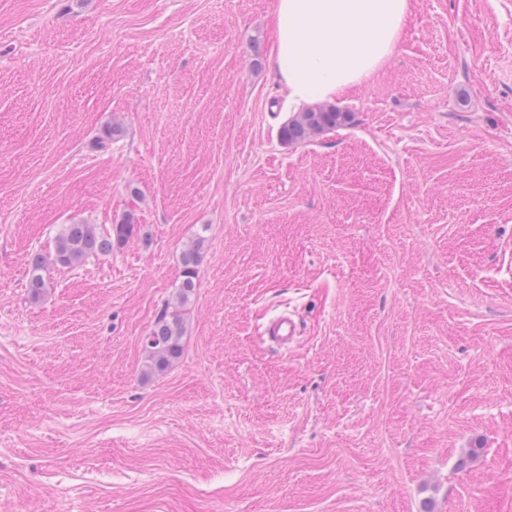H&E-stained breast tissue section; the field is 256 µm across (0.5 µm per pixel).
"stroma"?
Listing matches in <instances>:
<instances>
[{"mask_svg":"<svg viewBox=\"0 0 512 512\" xmlns=\"http://www.w3.org/2000/svg\"><path fill=\"white\" fill-rule=\"evenodd\" d=\"M272 12L0 0V512H512V0H412L297 144ZM128 214L30 298L62 225ZM349 119V112H341L336 107H316L299 112L288 121L280 131L281 138L288 143L304 141L316 134L333 130L344 125ZM204 237L198 235L192 245L182 252L181 280L177 287V299L180 303L187 302L195 291L198 283L199 267L203 260ZM168 316V308H164L146 339L147 368L151 370H164L179 359L183 351L181 320L176 314ZM299 333V324L290 315H281L266 325L262 340L279 350H288Z\"/></svg>","mask_w":512,"mask_h":512,"instance_id":"1","label":"stroma"}]
</instances>
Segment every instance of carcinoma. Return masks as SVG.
<instances>
[{
	"instance_id": "obj_1",
	"label": "carcinoma",
	"mask_w": 512,
	"mask_h": 512,
	"mask_svg": "<svg viewBox=\"0 0 512 512\" xmlns=\"http://www.w3.org/2000/svg\"><path fill=\"white\" fill-rule=\"evenodd\" d=\"M349 113L334 107H316L300 112L280 131L288 143L304 141L316 134L344 125ZM137 231V225L127 218L106 231L96 224H66L55 238L50 256L37 252L32 256L26 288L31 298H39L48 288L46 273L51 267L70 268L85 263L92 257L112 252L114 245L128 241ZM204 237L199 235L182 252L181 280L177 287L178 300H188L198 283L199 267L203 260ZM183 327L178 315L168 316L163 309L146 339L147 368L161 371L180 358L183 346Z\"/></svg>"
}]
</instances>
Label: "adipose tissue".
<instances>
[{
	"label": "adipose tissue",
	"mask_w": 512,
	"mask_h": 512,
	"mask_svg": "<svg viewBox=\"0 0 512 512\" xmlns=\"http://www.w3.org/2000/svg\"><path fill=\"white\" fill-rule=\"evenodd\" d=\"M410 0H275L273 62L289 99L322 102L370 79L393 55Z\"/></svg>",
	"instance_id": "obj_1"
}]
</instances>
